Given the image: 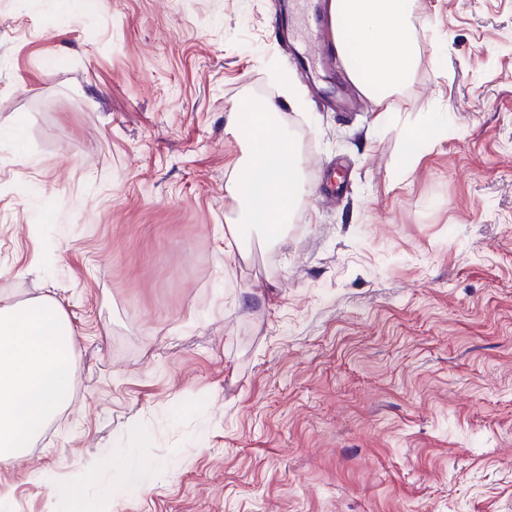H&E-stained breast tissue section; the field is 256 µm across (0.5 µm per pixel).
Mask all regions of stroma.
Segmentation results:
<instances>
[{"label":"stroma","mask_w":512,"mask_h":512,"mask_svg":"<svg viewBox=\"0 0 512 512\" xmlns=\"http://www.w3.org/2000/svg\"><path fill=\"white\" fill-rule=\"evenodd\" d=\"M283 0H0V303L47 297L71 404L11 512H512V0H416L413 80L338 108ZM281 105L308 183L240 257L231 132ZM344 181L329 193L334 171ZM149 465L135 455H131L125 470L124 487L130 493H140L146 490L144 481L145 471ZM95 470L80 474L74 484L64 485L56 491L59 501V512H112L117 511L119 501L114 495L107 497L104 501L95 504L87 510L84 499L80 497V485L93 480ZM79 483V484H77Z\"/></svg>","instance_id":"1"}]
</instances>
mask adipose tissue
<instances>
[{
	"label": "adipose tissue",
	"mask_w": 512,
	"mask_h": 512,
	"mask_svg": "<svg viewBox=\"0 0 512 512\" xmlns=\"http://www.w3.org/2000/svg\"><path fill=\"white\" fill-rule=\"evenodd\" d=\"M412 0H331L336 49L351 79L383 104L415 69L410 37ZM279 108L240 113L234 133L249 146L228 189L241 209L226 237L257 232L268 245L284 241L294 204L305 193L296 147L277 122ZM77 342L58 303L0 306V467L26 454L45 427L71 402Z\"/></svg>",
	"instance_id": "ef3b65f1"
}]
</instances>
